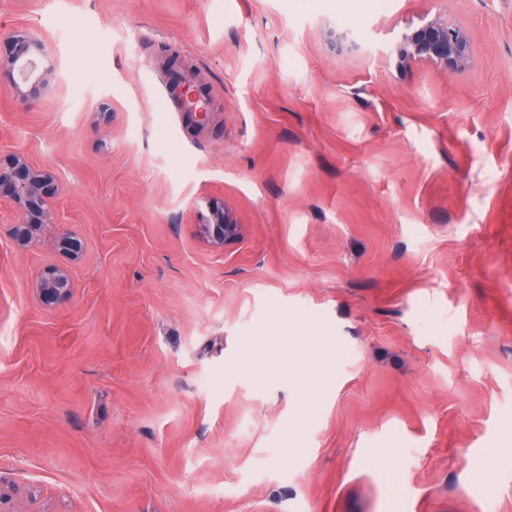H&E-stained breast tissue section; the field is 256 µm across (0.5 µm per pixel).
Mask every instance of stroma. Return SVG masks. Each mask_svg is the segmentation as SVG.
Segmentation results:
<instances>
[{
    "instance_id": "35a3bbf8",
    "label": "stroma",
    "mask_w": 512,
    "mask_h": 512,
    "mask_svg": "<svg viewBox=\"0 0 512 512\" xmlns=\"http://www.w3.org/2000/svg\"><path fill=\"white\" fill-rule=\"evenodd\" d=\"M373 2L0 0L61 73L0 72L59 216L20 251L0 206V512H512V0ZM438 12L470 68L324 41ZM199 233L209 247L223 249L224 245L234 241L240 234L241 223L236 211L229 205L223 208H207L200 212ZM33 288L46 300H63L72 294L73 283L67 267L50 265L36 278Z\"/></svg>"
}]
</instances>
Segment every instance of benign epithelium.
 <instances>
[{"mask_svg": "<svg viewBox=\"0 0 512 512\" xmlns=\"http://www.w3.org/2000/svg\"><path fill=\"white\" fill-rule=\"evenodd\" d=\"M8 40L11 52L6 60H0V68L16 74L12 82L16 96L28 98L59 80L57 66L50 61L45 43L37 33L18 27L11 31ZM326 44L338 54L360 50L369 59L393 58L397 65L405 67L427 63L445 71H461L472 62L467 31L449 23L448 16L441 13L417 23L402 21L396 37L386 45L371 42L361 46L337 30L327 32ZM170 91L183 96L185 103L194 104L202 89L176 83L170 86ZM55 181L51 170L34 166L23 153L14 154L9 166H0V199H10L18 218L12 227L17 249L30 248L46 229L56 224V209L47 194V188ZM199 219L201 238L215 250L224 248L240 234L238 215L227 204L222 208H207ZM33 288L46 300H63L72 294L73 283L67 267L50 265L36 278Z\"/></svg>", "mask_w": 512, "mask_h": 512, "instance_id": "benign-epithelium-1", "label": "benign epithelium"}]
</instances>
